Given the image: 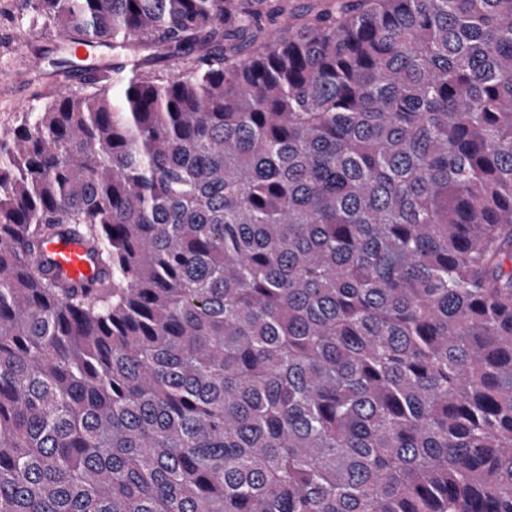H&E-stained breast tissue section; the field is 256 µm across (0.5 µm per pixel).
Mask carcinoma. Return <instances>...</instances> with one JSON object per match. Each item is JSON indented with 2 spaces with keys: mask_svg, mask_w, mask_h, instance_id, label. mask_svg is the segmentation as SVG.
I'll use <instances>...</instances> for the list:
<instances>
[{
  "mask_svg": "<svg viewBox=\"0 0 512 512\" xmlns=\"http://www.w3.org/2000/svg\"><path fill=\"white\" fill-rule=\"evenodd\" d=\"M25 2L0 512H512V0ZM45 249L61 273L70 279H87L95 272L86 256L85 248L77 241L54 240L47 243Z\"/></svg>",
  "mask_w": 512,
  "mask_h": 512,
  "instance_id": "cac0c4a2",
  "label": "carcinoma"
}]
</instances>
